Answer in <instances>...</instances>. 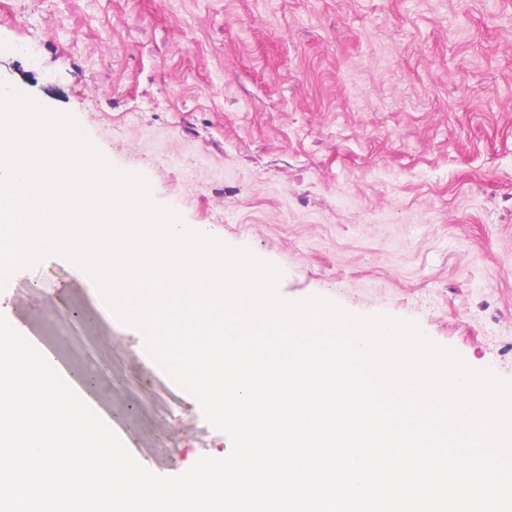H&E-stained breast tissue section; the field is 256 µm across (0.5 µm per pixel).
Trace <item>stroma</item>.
Segmentation results:
<instances>
[{
	"label": "stroma",
	"mask_w": 512,
	"mask_h": 512,
	"mask_svg": "<svg viewBox=\"0 0 512 512\" xmlns=\"http://www.w3.org/2000/svg\"><path fill=\"white\" fill-rule=\"evenodd\" d=\"M0 83L278 268L282 299L414 323L512 381V0H0ZM0 292L145 468L231 451L139 331L84 318L70 261Z\"/></svg>",
	"instance_id": "1"
}]
</instances>
